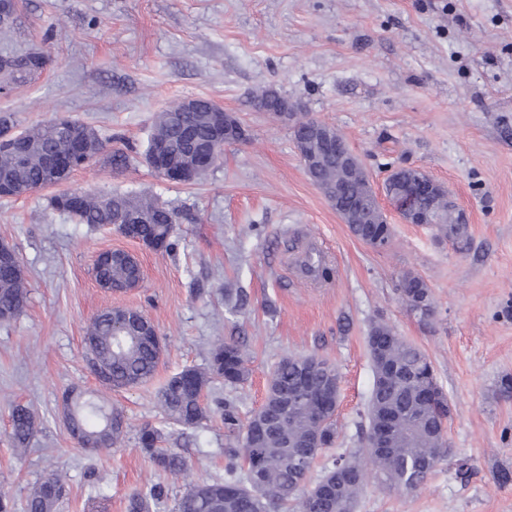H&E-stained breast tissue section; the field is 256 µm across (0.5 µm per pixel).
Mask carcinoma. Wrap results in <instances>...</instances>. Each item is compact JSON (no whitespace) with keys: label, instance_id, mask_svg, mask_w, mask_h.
Segmentation results:
<instances>
[{"label":"carcinoma","instance_id":"cac0c4a2","mask_svg":"<svg viewBox=\"0 0 512 512\" xmlns=\"http://www.w3.org/2000/svg\"><path fill=\"white\" fill-rule=\"evenodd\" d=\"M209 112H184L177 122L162 112L147 141L142 157L149 158L155 142L162 140L174 154L183 151L184 129H191L197 141L210 139ZM29 145L24 157L0 155V181H14L34 190L45 188L44 159L50 153L72 151L73 167L92 162L98 152L75 149L76 138L61 135L54 122L36 124L25 129ZM318 186L341 189L346 200L357 208L345 216L353 234L360 221L376 209L372 185L349 177L339 157L321 154L314 163ZM50 206L73 217L80 224L106 227L116 222L119 208H131L147 216L141 225V237L161 250L171 248L172 225L178 213L153 198L112 193L100 195L81 192V199L71 203L67 192L56 193ZM426 221L459 247L467 243L468 228L448 212V200L436 190L419 202ZM393 241L391 226L373 225L370 246L385 250ZM95 279L103 285L129 283L138 277L136 264L123 260L97 258ZM400 300L406 310L422 321L435 311L433 294L425 280L408 271L399 282ZM27 280L23 268L0 266V317L10 320L24 307ZM91 368L99 369L101 383L118 390L134 387L150 379L159 363L160 351L155 337L128 322L118 312H101L88 329ZM372 362L373 384L367 405V429L359 447L336 452L323 475L308 485L316 457L336 443L335 412L318 418L319 411L311 391L337 385L340 375L336 366L314 354L285 356L273 367L267 381L264 403L246 421H241L236 400L224 398V478L196 482L176 501L174 512H284L293 506L296 512H352L356 498L365 485L371 464L377 484L385 488L402 487L415 491L447 459L448 440L445 420L448 405L443 401L430 404L423 394L441 391L428 355L410 343L391 325L374 323L366 337ZM248 376L246 358L234 341L218 340L210 351L205 368L186 367L176 373L159 392V402L167 424L191 428L206 418L208 408L204 392L211 379L221 377L225 387L233 390ZM74 427L94 440L95 449L106 450L121 444L127 424L122 412L112 410L107 423L108 407L98 400H72ZM380 424L389 425L388 451L371 447V431ZM35 433V420L25 406L11 411V439L14 447L24 449ZM162 429L147 425L139 431V444L158 472L185 474L186 458L167 448L158 447ZM342 476L336 493L317 496L314 490ZM66 494L65 483L56 474L44 476L29 492L24 512H55ZM165 486L156 482L127 499L126 512H152L164 502Z\"/></svg>","mask_w":512,"mask_h":512}]
</instances>
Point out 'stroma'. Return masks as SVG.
Instances as JSON below:
<instances>
[{
  "label": "stroma",
  "mask_w": 512,
  "mask_h": 512,
  "mask_svg": "<svg viewBox=\"0 0 512 512\" xmlns=\"http://www.w3.org/2000/svg\"><path fill=\"white\" fill-rule=\"evenodd\" d=\"M19 48L50 58L41 76L0 92V115L17 129L69 117L97 130L127 167L99 158L69 189L146 193L179 214L169 251L53 210L44 188L0 198V243L16 248L27 301L0 322V491L24 503L46 474L64 476L58 512H126L154 478L138 444L145 425L181 452L188 474L169 475L157 512H173L188 482L224 475L223 379L211 415L193 428L166 425L159 390L184 367H206L216 338L247 351L239 416L264 401L281 357L315 353L340 372V448L366 430L373 383L366 336L384 320L429 356L452 405L449 456L415 492L367 481L354 512H512V0H17ZM274 89L306 116L335 127L375 188L391 171L420 169L449 191L468 225L457 249L432 226L404 223L379 202L393 244L373 249L350 232L306 174L287 126L253 108ZM205 98L248 131L200 182L171 183L141 157L156 115ZM321 248L332 275L298 278L301 247ZM138 256L140 288L114 293L92 273L96 255ZM421 275L436 302L420 321L399 300L404 272ZM248 303L233 309L225 287ZM143 311L166 346L151 380L112 390L91 372L84 336L102 311ZM104 397L128 425L119 447L88 453L64 419L67 392ZM29 406L37 432L26 454L11 443L10 412ZM467 475H459V464Z\"/></svg>",
  "instance_id": "obj_1"
}]
</instances>
